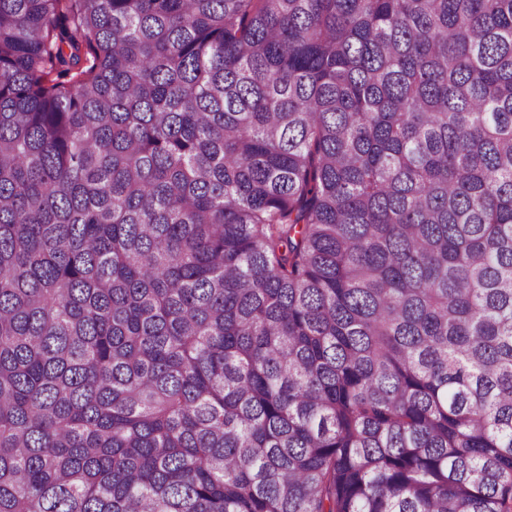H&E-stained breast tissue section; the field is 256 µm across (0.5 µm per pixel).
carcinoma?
<instances>
[{"instance_id":"cac0c4a2","label":"carcinoma","mask_w":512,"mask_h":512,"mask_svg":"<svg viewBox=\"0 0 512 512\" xmlns=\"http://www.w3.org/2000/svg\"><path fill=\"white\" fill-rule=\"evenodd\" d=\"M0 512H512V0H0Z\"/></svg>"}]
</instances>
